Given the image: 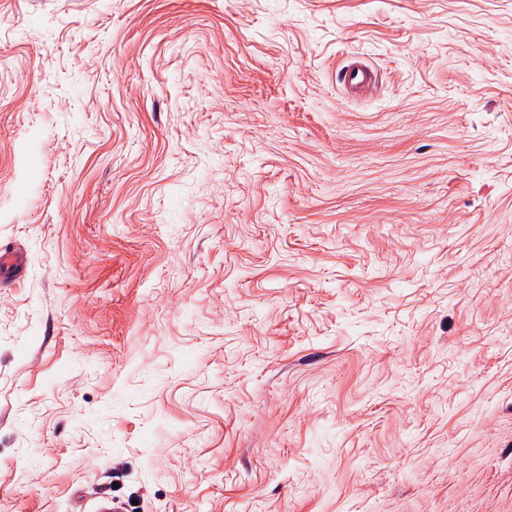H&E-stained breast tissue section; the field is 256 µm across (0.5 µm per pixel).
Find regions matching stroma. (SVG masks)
<instances>
[{
    "label": "stroma",
    "mask_w": 512,
    "mask_h": 512,
    "mask_svg": "<svg viewBox=\"0 0 512 512\" xmlns=\"http://www.w3.org/2000/svg\"><path fill=\"white\" fill-rule=\"evenodd\" d=\"M0 247V512H512V0H0ZM23 257L12 249L0 250V284L11 282L20 274L23 267Z\"/></svg>",
    "instance_id": "stroma-1"
}]
</instances>
